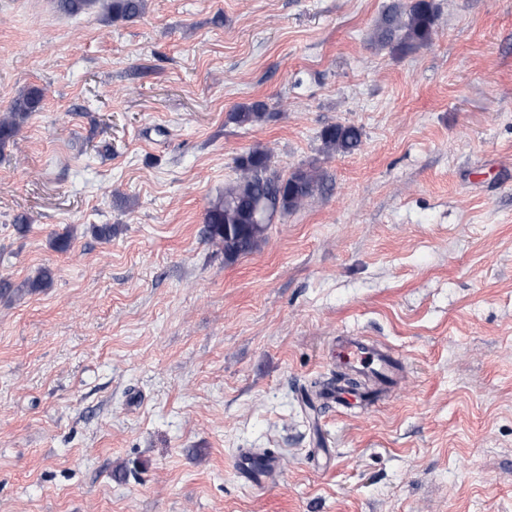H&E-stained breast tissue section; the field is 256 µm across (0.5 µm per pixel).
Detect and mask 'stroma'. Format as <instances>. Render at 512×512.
I'll list each match as a JSON object with an SVG mask.
<instances>
[{"instance_id":"stroma-1","label":"stroma","mask_w":512,"mask_h":512,"mask_svg":"<svg viewBox=\"0 0 512 512\" xmlns=\"http://www.w3.org/2000/svg\"><path fill=\"white\" fill-rule=\"evenodd\" d=\"M391 2L0 0V113L44 92L0 149V281L54 272L0 294V512H512V0H435L404 51ZM255 147L323 184L228 261L202 229ZM342 334L403 366L328 410ZM102 1L105 19L110 22L132 21L140 17L146 10V0H57L61 11L78 14L96 2ZM438 7L433 0H410L405 7L392 5L375 29V41L382 46L396 43L401 49L428 44L434 32ZM268 106L263 101H254L242 104L234 112H230L228 119L238 126H253L271 117ZM321 140L327 153L350 154L359 149L362 133L353 125L335 124L322 131ZM237 478L246 484L259 486L272 481L278 474L277 457L272 451L245 453L235 464Z\"/></svg>"}]
</instances>
